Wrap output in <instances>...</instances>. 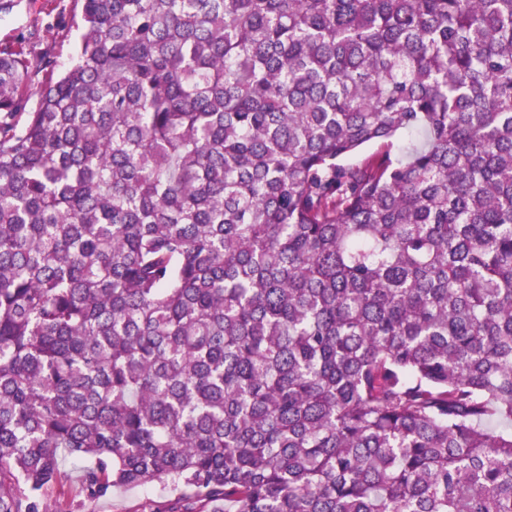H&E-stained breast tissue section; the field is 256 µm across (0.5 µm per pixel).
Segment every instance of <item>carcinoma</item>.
I'll return each mask as SVG.
<instances>
[{"label": "carcinoma", "instance_id": "carcinoma-1", "mask_svg": "<svg viewBox=\"0 0 512 512\" xmlns=\"http://www.w3.org/2000/svg\"><path fill=\"white\" fill-rule=\"evenodd\" d=\"M41 71L0 512H69L64 453L150 512H512V0H83Z\"/></svg>", "mask_w": 512, "mask_h": 512}]
</instances>
